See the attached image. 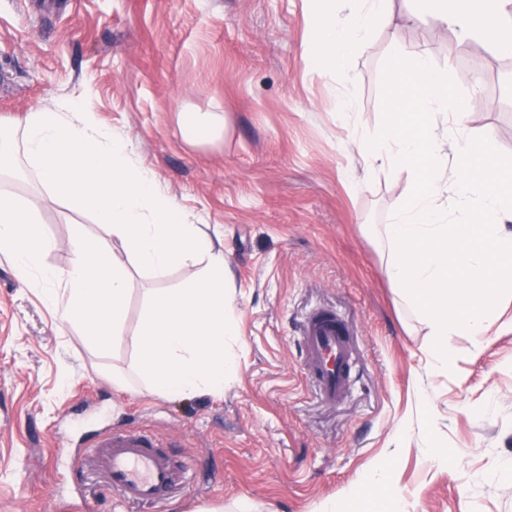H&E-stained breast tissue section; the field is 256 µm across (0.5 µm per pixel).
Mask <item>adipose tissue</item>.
I'll return each mask as SVG.
<instances>
[{"mask_svg": "<svg viewBox=\"0 0 512 512\" xmlns=\"http://www.w3.org/2000/svg\"><path fill=\"white\" fill-rule=\"evenodd\" d=\"M313 40L307 54L310 67L326 73L340 70L349 52L362 48L370 31L391 27L387 0H350L347 13L336 0H311ZM508 0H410V15L420 22L434 21L459 39H479L497 51L512 49V12Z\"/></svg>", "mask_w": 512, "mask_h": 512, "instance_id": "obj_1", "label": "adipose tissue"}]
</instances>
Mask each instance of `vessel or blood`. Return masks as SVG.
<instances>
[{
  "label": "vessel or blood",
  "instance_id": "b4317fda",
  "mask_svg": "<svg viewBox=\"0 0 512 512\" xmlns=\"http://www.w3.org/2000/svg\"><path fill=\"white\" fill-rule=\"evenodd\" d=\"M302 359L321 400L339 401L349 383L353 339L336 313L318 310L303 322ZM127 504L164 505L187 490L196 469L189 457L174 458L152 433L124 428L99 433L76 460Z\"/></svg>",
  "mask_w": 512,
  "mask_h": 512
}]
</instances>
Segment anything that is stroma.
Segmentation results:
<instances>
[{"mask_svg": "<svg viewBox=\"0 0 512 512\" xmlns=\"http://www.w3.org/2000/svg\"><path fill=\"white\" fill-rule=\"evenodd\" d=\"M390 8L397 29L376 28L326 74L304 61L309 0H0V128L82 97L102 126L128 135L161 193L224 242L238 361L217 395H164L137 376L148 293L182 287L188 269L154 279L110 240L131 289L124 328L103 352L0 252V512H76L81 485L91 512H154L122 507L72 469L105 427L148 430L200 461L193 489L166 512H320L342 497L350 512H512V334L484 348L453 337L452 369L434 374L428 329L363 230L387 223L410 182L366 176L347 142L379 129L392 40L477 86L464 123L507 156L512 73L467 67L470 43L409 22L407 0ZM197 113L211 116L216 140L188 139ZM9 189L37 198L49 267L71 266L77 229L100 231L92 210L42 186ZM318 307L342 314L358 342L334 406L320 401L297 344ZM423 386L432 408L417 402ZM432 445L447 462L428 459Z\"/></svg>", "mask_w": 512, "mask_h": 512, "instance_id": "obj_1", "label": "stroma"}]
</instances>
